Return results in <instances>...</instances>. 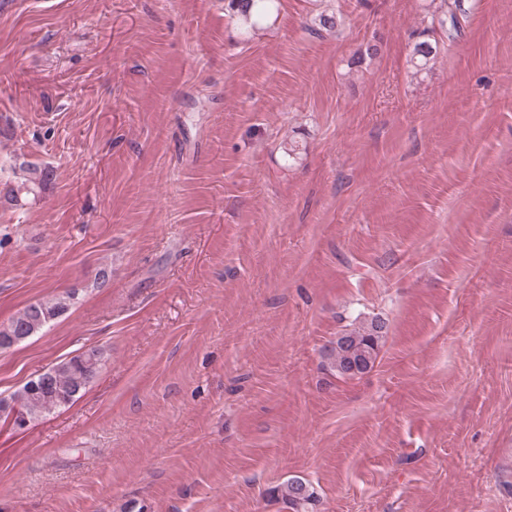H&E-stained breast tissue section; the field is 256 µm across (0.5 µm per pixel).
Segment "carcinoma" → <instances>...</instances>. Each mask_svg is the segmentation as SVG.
Wrapping results in <instances>:
<instances>
[{"label": "carcinoma", "instance_id": "1", "mask_svg": "<svg viewBox=\"0 0 512 512\" xmlns=\"http://www.w3.org/2000/svg\"><path fill=\"white\" fill-rule=\"evenodd\" d=\"M228 8L243 18L248 29L258 28L277 9V0H228ZM436 53V47L424 40L413 48L414 67L422 70ZM20 183L7 190V198L19 202L22 197H38L45 192L52 180L48 167L33 164L20 166ZM73 296L53 298L30 304L13 316L5 325H0V347L8 346L16 336L33 337L41 333L54 320L69 309ZM386 326L372 319L360 327L336 338V346L330 351L332 367L343 376L353 375L351 367L361 374L372 368L378 357L379 347ZM91 359L80 354L51 367L47 377L31 387L24 384L0 403L8 401L22 409L29 422H34L50 413L73 404L96 377L102 364V353L88 351ZM277 497L292 512H311L316 505L314 489L305 481L295 478L275 490Z\"/></svg>", "mask_w": 512, "mask_h": 512}]
</instances>
